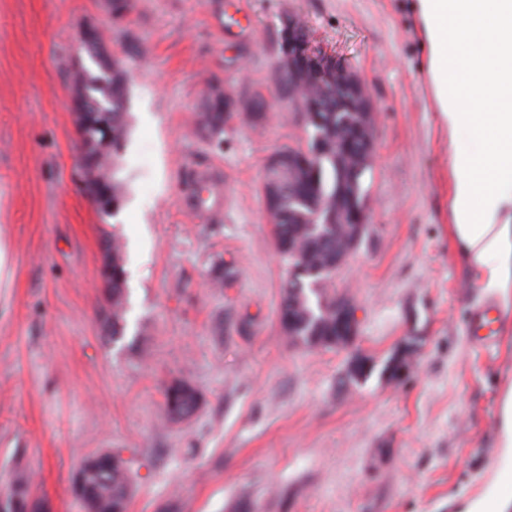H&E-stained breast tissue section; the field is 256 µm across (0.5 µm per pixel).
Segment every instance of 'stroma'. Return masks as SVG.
I'll return each mask as SVG.
<instances>
[{"instance_id": "1", "label": "stroma", "mask_w": 512, "mask_h": 512, "mask_svg": "<svg viewBox=\"0 0 512 512\" xmlns=\"http://www.w3.org/2000/svg\"><path fill=\"white\" fill-rule=\"evenodd\" d=\"M406 0H0V494L15 469L52 512H82L70 492L81 461L118 454L128 512H459L500 465L499 406L512 385V324L491 342L471 330L490 308L448 236V138L433 106L422 34ZM310 46L367 84L376 158L366 176L367 234L331 285L353 302L348 350H309L283 335L287 264L261 198L267 158L305 145L284 119L275 67L283 17ZM125 59L130 135L121 209L102 215L85 190L72 75L96 71L83 23ZM247 77H240V63ZM261 92L258 127L222 143L197 135L211 82ZM224 181V218L187 203L201 169ZM125 255V333L102 336L104 237ZM240 275L213 287L211 265ZM409 372L383 368L407 337ZM376 365L346 380L352 354ZM203 397L187 421L164 391ZM201 399V393L190 382L174 381L168 386L165 393L166 418L172 422L189 419L198 409Z\"/></svg>"}]
</instances>
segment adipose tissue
I'll return each instance as SVG.
<instances>
[{"instance_id":"obj_1","label":"adipose tissue","mask_w":512,"mask_h":512,"mask_svg":"<svg viewBox=\"0 0 512 512\" xmlns=\"http://www.w3.org/2000/svg\"><path fill=\"white\" fill-rule=\"evenodd\" d=\"M448 134L450 240L476 286L512 318V0H412Z\"/></svg>"}]
</instances>
